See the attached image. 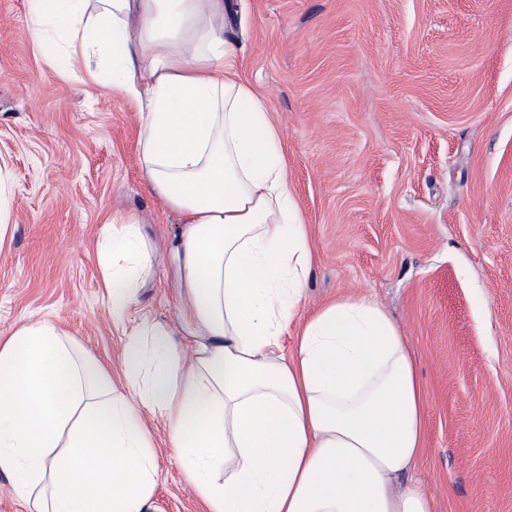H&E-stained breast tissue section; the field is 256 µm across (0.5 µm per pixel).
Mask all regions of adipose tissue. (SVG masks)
<instances>
[{
	"mask_svg": "<svg viewBox=\"0 0 512 512\" xmlns=\"http://www.w3.org/2000/svg\"><path fill=\"white\" fill-rule=\"evenodd\" d=\"M29 6L64 69L136 106L139 166L183 224L169 260L184 338L150 318L127 327L153 248L113 218L98 261L125 329L120 380L51 320L0 340V472L16 498L28 512H150L148 414L204 512H432L409 478L426 395L401 326L367 294L301 311L310 231L226 0Z\"/></svg>",
	"mask_w": 512,
	"mask_h": 512,
	"instance_id": "adipose-tissue-1",
	"label": "adipose tissue"
}]
</instances>
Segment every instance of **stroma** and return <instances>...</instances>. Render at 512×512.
<instances>
[{"instance_id":"stroma-1","label":"stroma","mask_w":512,"mask_h":512,"mask_svg":"<svg viewBox=\"0 0 512 512\" xmlns=\"http://www.w3.org/2000/svg\"><path fill=\"white\" fill-rule=\"evenodd\" d=\"M240 71L280 127L316 263L305 306L371 293L427 393L416 479L434 512H512V0H230ZM29 0H0V338L54 320L111 368L97 247L129 214L158 248L128 311L178 328L180 229L138 164L137 110L68 76ZM151 512H203L166 433Z\"/></svg>"}]
</instances>
